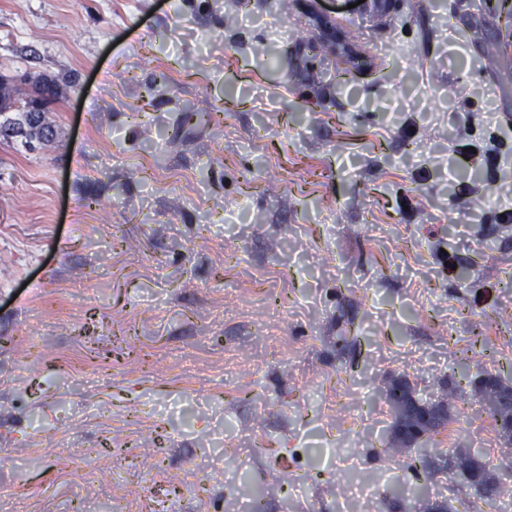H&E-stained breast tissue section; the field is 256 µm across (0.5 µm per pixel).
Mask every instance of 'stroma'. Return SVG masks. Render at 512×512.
Instances as JSON below:
<instances>
[{
	"label": "stroma",
	"mask_w": 512,
	"mask_h": 512,
	"mask_svg": "<svg viewBox=\"0 0 512 512\" xmlns=\"http://www.w3.org/2000/svg\"><path fill=\"white\" fill-rule=\"evenodd\" d=\"M508 7L0 0V75L61 86L51 143H0V512H463L460 451L512 503L472 393L512 382ZM323 13L363 68L310 71ZM400 376L453 400L394 455Z\"/></svg>",
	"instance_id": "1"
}]
</instances>
